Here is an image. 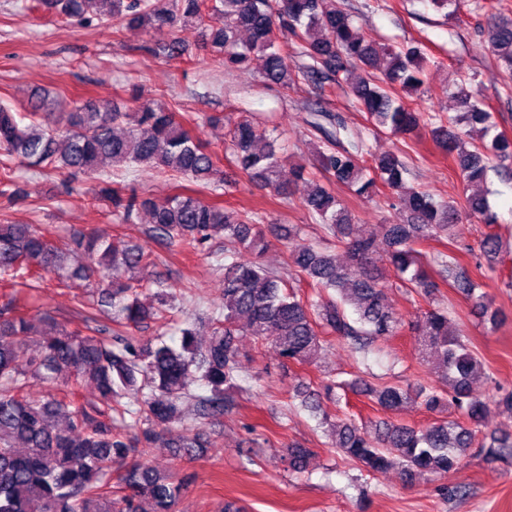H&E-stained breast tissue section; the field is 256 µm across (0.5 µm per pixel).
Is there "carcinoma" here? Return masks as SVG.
Returning a JSON list of instances; mask_svg holds the SVG:
<instances>
[{
  "label": "carcinoma",
  "mask_w": 512,
  "mask_h": 512,
  "mask_svg": "<svg viewBox=\"0 0 512 512\" xmlns=\"http://www.w3.org/2000/svg\"><path fill=\"white\" fill-rule=\"evenodd\" d=\"M32 9L127 28L189 27L198 32L201 48L222 57L227 69L247 68L259 52L265 83L285 89L301 79L322 90L344 89L374 133L411 138L430 128L437 147L452 159L464 195L460 204L437 201L407 187L409 168L399 155H376L361 137L346 147L340 143L342 120L331 112H313L309 125L318 133L316 164L312 171L295 167L293 176L308 184L303 204L309 217L336 240L347 260H336L331 250L301 237L297 229L288 233V260L279 270L238 260L244 251L267 249L261 216L224 206L217 193L224 182L221 154L187 130L164 102H145L123 112L87 98L58 112L46 93L33 91L27 112L1 103L0 196H26L13 180L18 166L83 175L95 180V197L111 204L123 223L147 210L149 233L160 248L179 245L196 252L220 234L225 255L233 258L224 265L223 303L210 314L206 345L197 344L190 326L180 329L178 348L161 338L142 346L121 337L107 344L61 330L41 344L38 356L27 359L28 370L42 381L55 384L58 372L69 367L75 381L96 383L107 410L126 399L120 405L121 423L129 419L146 441L160 440L170 424L184 418L190 381L202 382L212 393L197 403L204 418L223 414L226 395L245 390L239 375L242 336L269 340L283 362L303 364L322 350L325 335L347 341L363 355L380 338L395 335L400 320L384 304L385 281L375 261L381 249L400 287L435 300L447 285L487 323L497 325L498 313L486 305L482 283L461 254L472 256L476 269L485 263L492 270L501 236L485 234L476 254L459 244L455 228L464 213L487 226L497 223L484 184L492 162L512 165V139L491 134L494 114L467 89L468 77L453 92L454 114L415 110L400 92L423 84L431 60L416 47L397 49L366 36L336 0H34ZM487 30L493 54L512 76V19L494 14ZM282 31L295 38L297 49L279 41ZM159 52L179 58L188 46L176 36ZM229 137L227 149L239 174L283 199L291 195V186L280 179L282 160L267 129L245 115L233 123ZM140 169L192 182L209 190L211 198L197 192H177L160 201L134 193L122 197L113 177ZM379 183L390 191L388 206L405 212L406 221L378 224L370 234L355 236V216L334 185L368 198ZM443 238L451 249L419 250L422 242ZM155 260L153 253L130 244L119 247L96 232L54 243L34 224H0V285L13 289L0 304V512H145L144 500L150 512H173L185 484L141 462L119 476L122 495L112 497V461L127 458L133 440L110 423L89 421L76 404L74 388L43 402L28 398V370L19 367L30 331L21 289L39 288L48 278L68 288L93 279L112 322L137 327L158 319L155 308L141 304L133 284L135 274ZM301 283L328 297L298 298L294 285ZM414 331L421 356L444 367V390L390 381L375 385L360 378L329 380L320 391L308 387L297 392L301 405L318 418L319 427H331L337 450L372 474L398 466L406 475H446L457 466L460 449L474 445L488 460L512 456L511 432L482 433L487 404L475 393L473 380L485 373V363L448 328V309L430 310ZM340 390L367 396L391 412L418 401L432 412L448 406L464 420H436L423 427L384 422L371 435L348 418L331 420L323 409L322 396L339 399ZM309 455L308 448H289L290 468L302 470Z\"/></svg>",
  "instance_id": "carcinoma-1"
}]
</instances>
